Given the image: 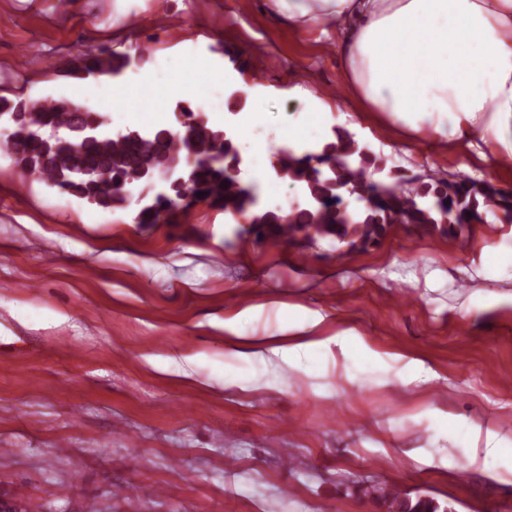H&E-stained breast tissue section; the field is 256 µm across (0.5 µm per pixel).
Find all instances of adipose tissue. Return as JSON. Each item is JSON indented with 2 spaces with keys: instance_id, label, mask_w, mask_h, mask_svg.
Listing matches in <instances>:
<instances>
[{
  "instance_id": "adipose-tissue-1",
  "label": "adipose tissue",
  "mask_w": 512,
  "mask_h": 512,
  "mask_svg": "<svg viewBox=\"0 0 512 512\" xmlns=\"http://www.w3.org/2000/svg\"><path fill=\"white\" fill-rule=\"evenodd\" d=\"M289 26L308 31L317 18H338L334 49L344 92L359 111L378 112L408 139L481 135L493 161L512 158V0H272ZM186 71L184 91L198 96L219 80L206 61L172 55L149 73L139 98L170 95L172 72ZM70 99L104 111L125 107L120 84L73 86ZM331 107L316 103L289 115L285 147L317 144Z\"/></svg>"
}]
</instances>
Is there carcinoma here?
Here are the masks:
<instances>
[{"mask_svg":"<svg viewBox=\"0 0 512 512\" xmlns=\"http://www.w3.org/2000/svg\"><path fill=\"white\" fill-rule=\"evenodd\" d=\"M148 55H121L91 48L75 58L65 75L83 81L117 78ZM177 135L170 127H128L112 132L107 118L65 98L24 99L0 103V119L12 124L14 136L0 139L13 165L49 187L102 209L123 208L129 187L151 176L191 164L192 183H172L142 205L138 224H158L161 214L187 195L196 202L224 207V214L243 221L240 236H277L292 242L334 239L350 247L375 245L393 224H446L455 233L483 219L480 205L490 200L512 213V194L470 178L406 180L389 184L373 177L367 150L346 132H333L317 152L297 155L277 149L269 175L299 187L304 202L288 210L269 209L259 202L256 183L231 174L248 169L233 128L211 123L185 101L175 104ZM356 198L361 206L347 200ZM388 512H439L428 499L411 500L400 491L377 484L364 488Z\"/></svg>","mask_w":512,"mask_h":512,"instance_id":"cac0c4a2","label":"carcinoma"}]
</instances>
